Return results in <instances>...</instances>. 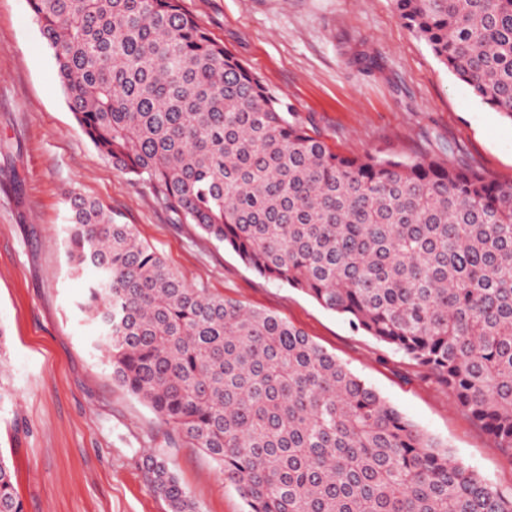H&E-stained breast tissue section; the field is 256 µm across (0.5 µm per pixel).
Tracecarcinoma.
Returning a JSON list of instances; mask_svg holds the SVG:
<instances>
[{
    "instance_id": "cac0c4a2",
    "label": "carcinoma",
    "mask_w": 512,
    "mask_h": 512,
    "mask_svg": "<svg viewBox=\"0 0 512 512\" xmlns=\"http://www.w3.org/2000/svg\"><path fill=\"white\" fill-rule=\"evenodd\" d=\"M403 24L512 120V0H393ZM90 142L181 224L402 353L512 462V181L436 158L348 156L182 0H29ZM65 245L112 375L247 512H512L489 482L271 313L187 286L76 190ZM168 512H200L161 455ZM0 512H23L0 456Z\"/></svg>"
}]
</instances>
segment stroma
I'll return each instance as SVG.
<instances>
[{
    "mask_svg": "<svg viewBox=\"0 0 512 512\" xmlns=\"http://www.w3.org/2000/svg\"><path fill=\"white\" fill-rule=\"evenodd\" d=\"M337 152L431 157L512 181V120L408 30L392 0H182ZM98 199L189 286L279 315L369 382L456 458L512 486L503 449L423 368L300 290L263 278L151 190L116 170L77 124L28 0H0V347L8 399L0 455L24 512H167L142 469L163 454L203 512H246L215 462L112 378L80 309L85 278L64 247L65 195Z\"/></svg>",
    "mask_w": 512,
    "mask_h": 512,
    "instance_id": "obj_1",
    "label": "stroma"
}]
</instances>
